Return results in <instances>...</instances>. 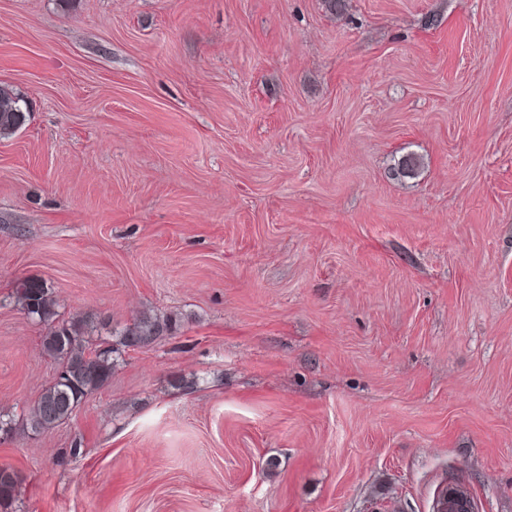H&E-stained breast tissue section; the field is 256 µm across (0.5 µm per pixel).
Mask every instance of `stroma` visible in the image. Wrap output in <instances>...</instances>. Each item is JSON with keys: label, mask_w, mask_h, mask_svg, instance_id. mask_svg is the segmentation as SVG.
Instances as JSON below:
<instances>
[{"label": "stroma", "mask_w": 512, "mask_h": 512, "mask_svg": "<svg viewBox=\"0 0 512 512\" xmlns=\"http://www.w3.org/2000/svg\"><path fill=\"white\" fill-rule=\"evenodd\" d=\"M0 85V413L20 280L178 320L0 441L7 512H512V0H0ZM21 101L9 88L0 86V137L13 134L24 125L26 114Z\"/></svg>", "instance_id": "35a3bbf8"}]
</instances>
